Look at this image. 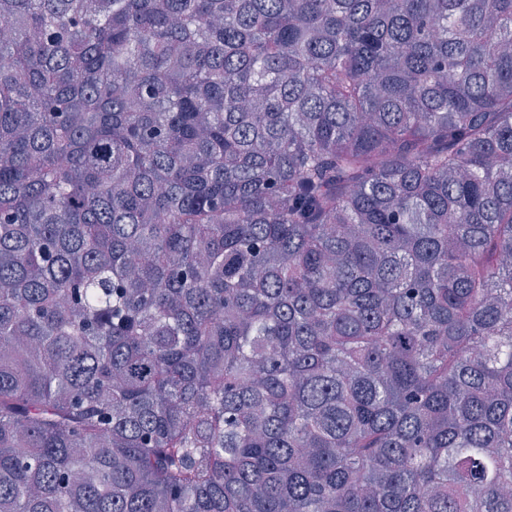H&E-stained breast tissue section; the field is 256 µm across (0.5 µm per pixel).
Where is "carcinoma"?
Masks as SVG:
<instances>
[{
  "label": "carcinoma",
  "instance_id": "carcinoma-1",
  "mask_svg": "<svg viewBox=\"0 0 512 512\" xmlns=\"http://www.w3.org/2000/svg\"><path fill=\"white\" fill-rule=\"evenodd\" d=\"M0 512H512V0H0Z\"/></svg>",
  "mask_w": 512,
  "mask_h": 512
}]
</instances>
